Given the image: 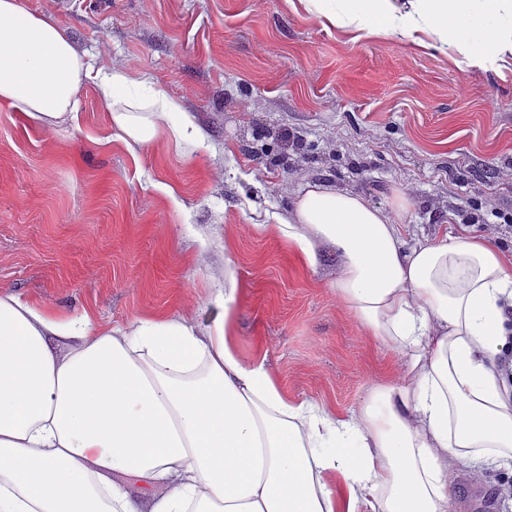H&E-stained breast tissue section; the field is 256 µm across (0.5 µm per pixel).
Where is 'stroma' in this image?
Segmentation results:
<instances>
[{
	"instance_id": "35a3bbf8",
	"label": "stroma",
	"mask_w": 512,
	"mask_h": 512,
	"mask_svg": "<svg viewBox=\"0 0 512 512\" xmlns=\"http://www.w3.org/2000/svg\"><path fill=\"white\" fill-rule=\"evenodd\" d=\"M98 66L159 90L208 133L129 150L97 88L74 122L0 109V293L124 327L207 326L236 289L233 337L289 396L357 409L407 367L339 301L340 258L297 263L276 225L320 184L388 205L407 240L467 231L512 247V66L323 25L299 0H20ZM293 140H284V132ZM448 512H512V462L457 470Z\"/></svg>"
}]
</instances>
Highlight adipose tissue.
Segmentation results:
<instances>
[{
    "mask_svg": "<svg viewBox=\"0 0 512 512\" xmlns=\"http://www.w3.org/2000/svg\"><path fill=\"white\" fill-rule=\"evenodd\" d=\"M322 24L400 35L462 63L512 61V0H301ZM486 19L480 36L469 29ZM94 84L128 148L207 132L162 93L95 65L20 0H0V105L51 125ZM177 122L163 126L164 116ZM393 211L323 185L300 191L289 253L335 248L341 303L408 361L339 416L289 398L231 330L235 288L206 327L100 325L0 294V512H448L453 473L512 453V249L471 232L407 243Z\"/></svg>",
    "mask_w": 512,
    "mask_h": 512,
    "instance_id": "ef3b65f1",
    "label": "adipose tissue"
}]
</instances>
